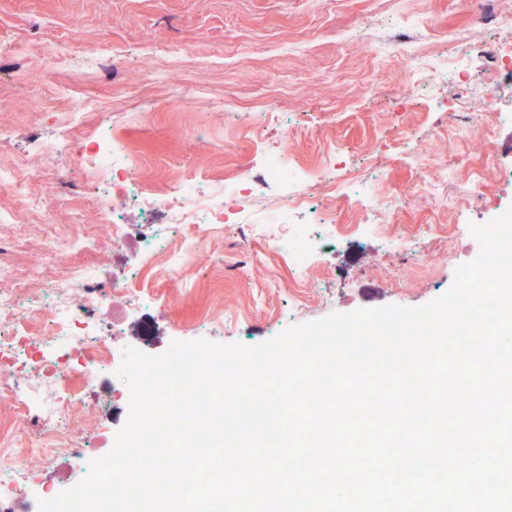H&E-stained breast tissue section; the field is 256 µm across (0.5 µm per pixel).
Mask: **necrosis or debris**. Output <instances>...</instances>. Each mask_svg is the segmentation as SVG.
<instances>
[{
	"mask_svg": "<svg viewBox=\"0 0 512 512\" xmlns=\"http://www.w3.org/2000/svg\"><path fill=\"white\" fill-rule=\"evenodd\" d=\"M422 22L420 15L402 14L399 23L406 36L383 42L366 41L371 54L398 58L405 66L422 61L418 44L409 38V30ZM87 104L74 97L68 112L63 113L57 135L42 144L44 167L39 171L1 168L0 185L14 189L25 208H40L47 188L61 186L64 173L62 159L76 158L89 185L99 188L96 197L98 221L82 225L65 238L50 237L43 243L46 257L66 251L75 256L66 272L49 282H41L39 269L27 270L24 280L0 289V363L21 360L31 370L25 385L14 388L10 402L20 405L41 421L45 430L39 444L42 453H52L56 434L66 424L71 411L82 401L85 388L107 386L111 361H122L106 344L96 314L108 308L114 295H126L130 304L147 303L149 297L139 290L143 267L167 256L166 280L180 283L194 263V243L174 246L172 239L186 225H193L201 238L223 235L238 229L247 240H262L278 254L294 274H303L314 266L322 253V244L301 216L316 213L313 188L329 184V172L335 169L340 149H329L325 166L301 167L281 152H261L258 162L264 178L280 186L281 193L269 211L270 218L260 224L246 222L254 202L249 192L250 167H241L237 176L215 192H204L197 179L178 182L167 195L143 189L132 180L136 159L112 136L109 125L85 124ZM84 127L81 149H74L71 131ZM416 180L408 192L387 194L371 188L358 195L337 192L342 203L354 209L361 226L376 231L392 222L403 209L411 207L423 194H432L447 166L431 160L424 153L410 158ZM134 200L146 214H159L164 231L145 232L140 240L141 267L126 280L102 287L97 267L80 263L82 255L100 249L110 242L113 255H120L128 226L119 217V204ZM41 282V296L25 299L24 293L33 282ZM45 319L40 335L26 332L27 323Z\"/></svg>",
	"mask_w": 512,
	"mask_h": 512,
	"instance_id": "obj_1",
	"label": "necrosis or debris"
}]
</instances>
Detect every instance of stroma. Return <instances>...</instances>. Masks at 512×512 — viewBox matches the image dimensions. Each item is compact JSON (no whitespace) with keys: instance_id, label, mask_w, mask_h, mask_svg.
Segmentation results:
<instances>
[{"instance_id":"35a3bbf8","label":"stroma","mask_w":512,"mask_h":512,"mask_svg":"<svg viewBox=\"0 0 512 512\" xmlns=\"http://www.w3.org/2000/svg\"><path fill=\"white\" fill-rule=\"evenodd\" d=\"M407 8L424 11L446 32L439 38L412 31L425 55L456 54L449 36L474 34L465 53L468 87L498 88L497 111L512 114V62H496L490 51L492 44L512 42V30L474 31L472 0H409ZM369 20L380 35L400 32L390 0H0V167H39L37 144L53 136L70 88L112 114L115 136L138 159L140 181L158 190L198 169L203 187L220 186L260 146L289 150L292 159L315 167L325 144L338 142L348 154L336 168V181L370 183L383 192L405 189L413 179L410 165L394 160L395 151L424 148L449 163L434 201H419L380 233L356 231L343 208L325 202L316 229L322 262L301 283L263 243L244 244L230 234L205 241L187 273L190 289H167L162 309L118 299L99 315L113 348L135 346L156 355L172 342L199 338L251 347L335 312L422 306L444 295L456 269L480 254L482 246L467 227L484 223L490 207L512 204V125L482 117L485 135L467 151L476 158L494 155L498 168L484 176L478 201L466 202L468 172L457 168L440 126L446 113L471 116L474 106L464 87L449 78L426 96H414L402 63L360 49L356 34ZM60 40L87 55L114 40L128 57L100 73L57 65L31 51ZM175 42L189 47V54H170ZM149 70L172 78L149 82ZM267 97L282 125L259 140L240 133L235 114ZM128 112L145 113L147 120L125 122ZM286 127L293 142L282 134ZM227 138L235 142L228 155L217 148ZM62 165L70 186L46 195L41 221L64 224L76 210L93 220L94 189L84 187L76 161ZM424 222L463 230L416 236L414 225ZM10 236L0 260L24 272L39 258L41 238L23 226ZM147 320L154 326L150 336L142 333ZM128 416L121 398L87 392L79 410V451L60 448L46 461L14 451L21 490L32 491L33 474L61 492L83 480L90 462L107 451L99 433L116 434Z\"/></svg>"}]
</instances>
